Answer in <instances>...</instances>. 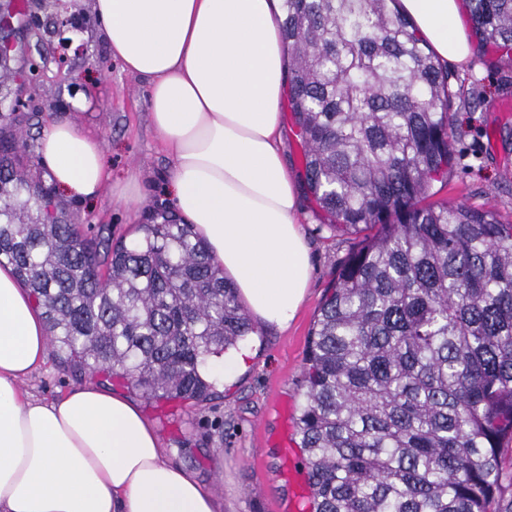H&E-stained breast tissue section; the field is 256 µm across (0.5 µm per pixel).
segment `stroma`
<instances>
[{"mask_svg": "<svg viewBox=\"0 0 512 512\" xmlns=\"http://www.w3.org/2000/svg\"><path fill=\"white\" fill-rule=\"evenodd\" d=\"M40 5L41 0H0V10L21 9L27 16L26 22L0 31V39L17 46L5 86L24 93L12 115L20 146L16 170L27 179L48 182L38 140L47 120L67 111L100 137L113 178L139 174L144 199L135 206L116 200L108 189L83 203L60 196L59 217L78 225L86 238L130 241L149 209L169 204L164 175L170 159L151 130L147 90L108 59L92 0L76 3L87 49L70 54L62 66L55 61L57 40L30 21ZM450 73L454 159L447 182L433 187L435 198L490 207L503 222H512V59L482 46L469 67H454ZM90 85L97 86L98 96L78 103L77 91ZM301 219L314 271L292 325L284 331L259 326L245 366L231 385L214 388L209 401L141 404L169 459L196 475L217 498L220 512H309L305 457L295 435L305 391L303 359L325 290L360 237L329 224L307 193ZM91 381L117 392L127 390L122 380L104 382L64 367L52 356L23 387L51 400Z\"/></svg>", "mask_w": 512, "mask_h": 512, "instance_id": "1", "label": "stroma"}]
</instances>
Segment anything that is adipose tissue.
I'll use <instances>...</instances> for the list:
<instances>
[{
	"label": "adipose tissue",
	"mask_w": 512,
	"mask_h": 512,
	"mask_svg": "<svg viewBox=\"0 0 512 512\" xmlns=\"http://www.w3.org/2000/svg\"><path fill=\"white\" fill-rule=\"evenodd\" d=\"M123 72L148 88L151 128L171 158L167 194L263 325L288 329L310 286L301 186L285 160L287 87L280 0H93ZM440 63L467 65L465 0H399ZM38 152L54 187L85 201L104 187L137 201V177L109 186L101 139L51 117ZM41 306L0 265V512H219L170 461L126 395L88 383L44 400L22 387L48 355Z\"/></svg>",
	"instance_id": "adipose-tissue-1"
}]
</instances>
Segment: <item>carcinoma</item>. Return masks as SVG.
<instances>
[{
	"label": "carcinoma",
	"mask_w": 512,
	"mask_h": 512,
	"mask_svg": "<svg viewBox=\"0 0 512 512\" xmlns=\"http://www.w3.org/2000/svg\"><path fill=\"white\" fill-rule=\"evenodd\" d=\"M393 0H283L288 106L308 191L363 232L313 323L297 435L313 512H512V224L431 200L447 180L448 69ZM484 43L512 52V0H469ZM0 114V264L44 309L61 363L117 375L147 401H207L200 365L256 334L170 210L142 239L81 236L52 189L16 178Z\"/></svg>",
	"instance_id": "obj_1"
}]
</instances>
